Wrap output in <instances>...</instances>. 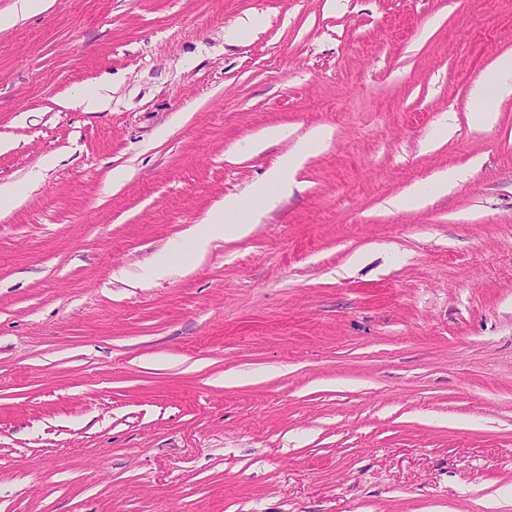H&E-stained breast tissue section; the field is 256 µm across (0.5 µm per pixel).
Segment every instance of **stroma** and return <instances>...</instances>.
Segmentation results:
<instances>
[{
  "label": "stroma",
  "instance_id": "35a3bbf8",
  "mask_svg": "<svg viewBox=\"0 0 512 512\" xmlns=\"http://www.w3.org/2000/svg\"><path fill=\"white\" fill-rule=\"evenodd\" d=\"M508 52L512 0H53L0 30V512H488L512 96L481 127L472 90ZM320 126L249 236L170 261Z\"/></svg>",
  "mask_w": 512,
  "mask_h": 512
}]
</instances>
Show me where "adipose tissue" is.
Instances as JSON below:
<instances>
[{"mask_svg":"<svg viewBox=\"0 0 512 512\" xmlns=\"http://www.w3.org/2000/svg\"><path fill=\"white\" fill-rule=\"evenodd\" d=\"M511 95L512 53L501 56L494 69L485 75L473 90V97L480 105L478 120L481 126L487 127L494 123L498 102ZM329 138V130L317 128L291 152L284 155L256 188L253 196L255 204L249 216H241L236 200L226 198L224 203L209 215L204 228L195 234V256H203L209 241L213 238L223 235L235 238L248 236L256 224L261 222L264 214L291 190L295 172L309 157L323 149Z\"/></svg>","mask_w":512,"mask_h":512,"instance_id":"ef3b65f1","label":"adipose tissue"}]
</instances>
